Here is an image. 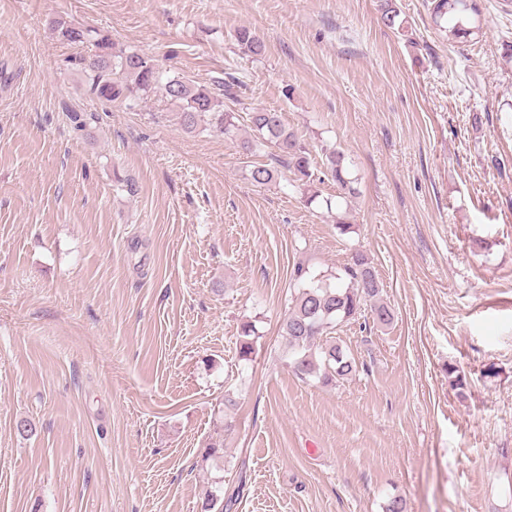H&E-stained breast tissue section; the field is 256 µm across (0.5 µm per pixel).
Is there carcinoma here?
Returning <instances> with one entry per match:
<instances>
[{
    "label": "carcinoma",
    "mask_w": 512,
    "mask_h": 512,
    "mask_svg": "<svg viewBox=\"0 0 512 512\" xmlns=\"http://www.w3.org/2000/svg\"><path fill=\"white\" fill-rule=\"evenodd\" d=\"M435 23H444L448 42L480 30V0H436ZM56 38L66 44H90L95 58L89 65L87 80L90 90L106 101L122 100L133 106L143 96L159 88L167 103L177 108L181 126L191 132L203 123L231 136L238 129L237 116L224 109V93L233 83L215 81L207 88L179 76L168 77L165 70L149 56L116 47L112 38L100 31L78 27L62 16L51 21ZM234 38L243 52L258 55L264 48L260 37L248 27L235 30ZM250 136L240 140V147L255 153L271 145L278 150L271 164H255L248 170V179L259 186L277 180L284 171L311 179V157L305 142L284 123L282 113L268 108L253 107L247 113ZM325 172L340 189L353 192V179L345 154L333 150L325 155ZM296 291L292 306L284 319L283 330L292 353L293 371L302 378H317L322 382L344 379L355 372V365L343 348L331 343L317 344V339L336 327L355 320L364 304L373 302L374 319L391 323L388 306L375 301L379 283L371 262L362 253L351 254L350 261L336 274H312L299 264L294 271ZM255 326L245 322L240 328L239 356L249 359L254 353Z\"/></svg>",
    "instance_id": "1"
}]
</instances>
